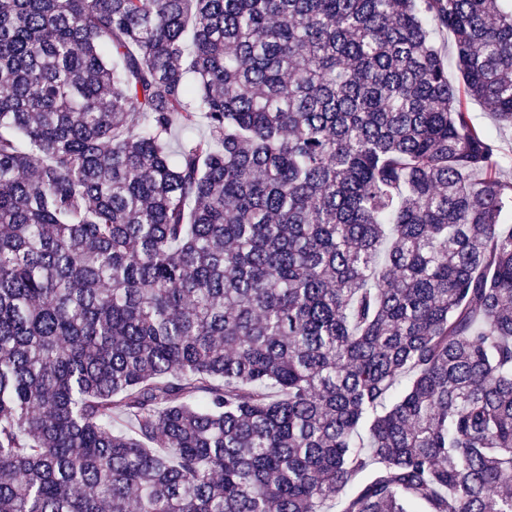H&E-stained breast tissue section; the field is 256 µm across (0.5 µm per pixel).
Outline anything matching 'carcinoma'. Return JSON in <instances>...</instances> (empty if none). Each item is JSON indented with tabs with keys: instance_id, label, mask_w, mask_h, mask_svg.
Wrapping results in <instances>:
<instances>
[{
	"instance_id": "cac0c4a2",
	"label": "carcinoma",
	"mask_w": 512,
	"mask_h": 512,
	"mask_svg": "<svg viewBox=\"0 0 512 512\" xmlns=\"http://www.w3.org/2000/svg\"><path fill=\"white\" fill-rule=\"evenodd\" d=\"M470 101L512 0H0V512H512ZM433 40L440 50L442 57L448 63V76L452 81H457L458 71L455 65V47L448 30L435 28L433 30Z\"/></svg>"
}]
</instances>
